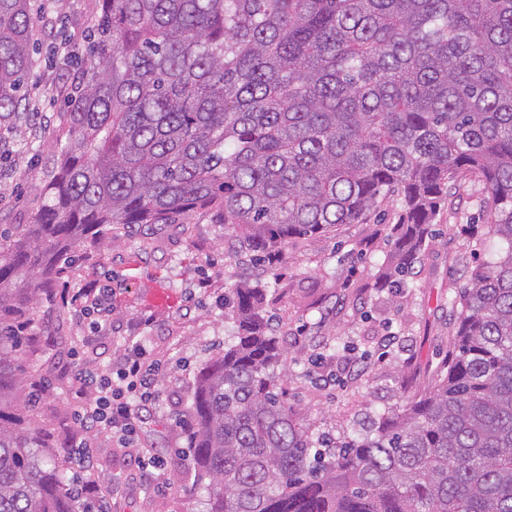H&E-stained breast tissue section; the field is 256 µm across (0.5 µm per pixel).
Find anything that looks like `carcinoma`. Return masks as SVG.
Segmentation results:
<instances>
[{
	"label": "carcinoma",
	"mask_w": 512,
	"mask_h": 512,
	"mask_svg": "<svg viewBox=\"0 0 512 512\" xmlns=\"http://www.w3.org/2000/svg\"><path fill=\"white\" fill-rule=\"evenodd\" d=\"M64 86L66 142L29 224H0V512H95L19 374L37 293L103 227L221 210L258 261L292 236L405 208L388 269L420 259L461 172L508 253L448 298V355L361 433H317L270 368L288 351L241 285V324L199 372L193 464L208 512H512V0H95ZM29 0H0V128L26 108Z\"/></svg>",
	"instance_id": "1"
}]
</instances>
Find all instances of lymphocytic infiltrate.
<instances>
[{
	"label": "lymphocytic infiltrate",
	"instance_id": "obj_1",
	"mask_svg": "<svg viewBox=\"0 0 512 512\" xmlns=\"http://www.w3.org/2000/svg\"><path fill=\"white\" fill-rule=\"evenodd\" d=\"M157 382L158 365L139 341L111 368L81 370L76 387L79 404L74 411L80 436L70 453L87 475L80 486L83 498L101 503L109 493L96 478L98 466L90 438L105 434L123 447L133 445L139 422L154 403Z\"/></svg>",
	"mask_w": 512,
	"mask_h": 512
}]
</instances>
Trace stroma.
I'll return each mask as SVG.
<instances>
[{
  "label": "stroma",
  "mask_w": 512,
  "mask_h": 512,
  "mask_svg": "<svg viewBox=\"0 0 512 512\" xmlns=\"http://www.w3.org/2000/svg\"><path fill=\"white\" fill-rule=\"evenodd\" d=\"M36 50L29 106L42 113L39 138L28 129L5 133L11 153L0 162V224H27L41 205L40 186L53 146L62 138L66 110L61 87L72 74L65 55L84 52L93 0H30ZM483 182L458 178L438 208L429 247L407 285L377 291L390 255L391 229L403 214L398 197L383 199L360 224H344L316 237L289 239L281 261L253 264L222 213L191 210L176 224L106 231L88 240L65 276L70 287L98 281L107 288L109 322L88 337L60 285L39 295L33 311L36 337L28 351L35 370L28 390H40L34 419L48 447L68 448L78 436L73 386L82 368L104 369L123 357L131 338L161 359L155 405L140 427L136 449L159 453L168 464L162 488L132 480L130 451L101 439L98 471L121 495L119 512H207L191 442L183 428L199 371L237 333L224 298L241 281L266 290L268 314L288 344L282 388L289 405L317 431L362 427L384 408L402 405L425 389L448 351V298L468 283L473 267L458 263L469 244L493 221ZM350 354L323 357L333 338ZM322 355L321 364L312 356ZM363 360L356 377L344 370Z\"/></svg>",
  "instance_id": "35a3bbf8"
}]
</instances>
